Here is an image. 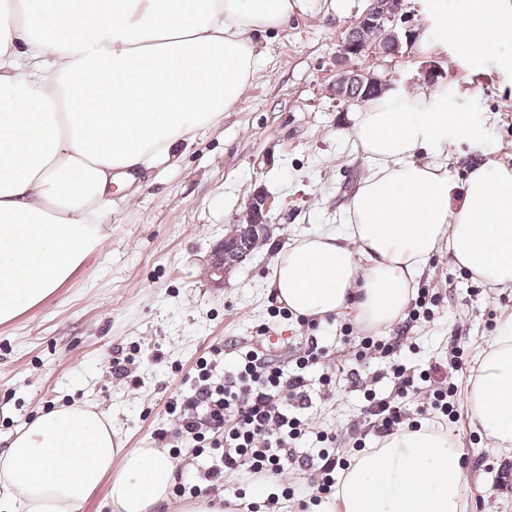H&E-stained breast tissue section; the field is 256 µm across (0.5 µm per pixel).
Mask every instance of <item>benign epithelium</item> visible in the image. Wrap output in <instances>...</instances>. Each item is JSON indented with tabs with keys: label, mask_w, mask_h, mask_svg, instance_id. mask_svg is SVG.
<instances>
[{
	"label": "benign epithelium",
	"mask_w": 512,
	"mask_h": 512,
	"mask_svg": "<svg viewBox=\"0 0 512 512\" xmlns=\"http://www.w3.org/2000/svg\"><path fill=\"white\" fill-rule=\"evenodd\" d=\"M405 0H373L371 7L361 16L359 26L373 27L377 29L383 39L392 45L389 54L398 56L402 54L403 46H412L416 41V33L407 30L400 33L396 30L394 22L402 12ZM379 50L381 46L365 44L359 46L349 39L340 42L336 55L338 77L333 91L341 98V89L347 85L359 84L369 87H377L381 78L372 71L353 70L348 67V62L353 57L361 56L371 50ZM269 202L267 197L258 195L249 204L247 222L238 225L237 239L226 241L218 246L212 255L210 262L211 274L218 277V281H224L225 272L242 263L253 252L257 245L266 240L273 230L268 217Z\"/></svg>",
	"instance_id": "7a95c632"
}]
</instances>
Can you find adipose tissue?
I'll use <instances>...</instances> for the list:
<instances>
[{"instance_id":"adipose-tissue-1","label":"adipose tissue","mask_w":512,"mask_h":512,"mask_svg":"<svg viewBox=\"0 0 512 512\" xmlns=\"http://www.w3.org/2000/svg\"><path fill=\"white\" fill-rule=\"evenodd\" d=\"M434 27L460 46L512 42L500 0H472ZM294 0H0V324L39 306L104 240L112 188L131 171L176 166L182 145L236 107ZM440 90L361 104L351 137L368 162L338 231L296 237L269 286L298 316L400 321L434 254L484 285H512V171L479 166L460 205L448 165L418 162L466 126ZM471 418L512 447V323L482 349ZM447 434L403 428L358 453L342 512H463L466 473ZM182 462L127 448L104 413L73 402L40 414L0 451V512H81L107 483L111 512H162Z\"/></svg>"}]
</instances>
